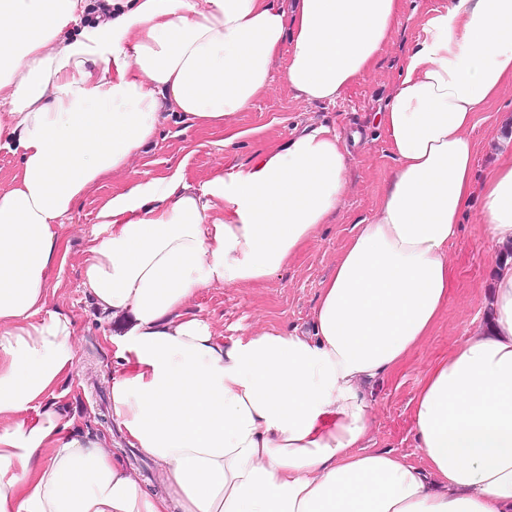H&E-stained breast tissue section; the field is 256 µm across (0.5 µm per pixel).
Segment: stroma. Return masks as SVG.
I'll list each match as a JSON object with an SVG mask.
<instances>
[{"instance_id":"obj_1","label":"stroma","mask_w":512,"mask_h":512,"mask_svg":"<svg viewBox=\"0 0 512 512\" xmlns=\"http://www.w3.org/2000/svg\"><path fill=\"white\" fill-rule=\"evenodd\" d=\"M447 2L406 0L404 17L392 42L375 66L336 102H308L277 85L248 109L231 115L221 130H204L170 117L160 125L153 143L134 159L129 175L105 178L77 203L58 229L64 260L54 267L50 278L56 290L54 304L72 318L76 328V370L61 386L60 403L75 417L77 426L106 434L111 448L128 445L110 408L112 352L103 342L104 336L121 332L122 324L103 316L82 286L83 251L95 230L102 203L131 180L148 182L179 172L189 183L198 185L219 171L246 170L256 154L313 125L336 127L344 136L359 132L361 142L352 149L342 207L288 270L246 288L203 289L187 305L189 314L214 325L228 341L263 327L287 333L310 330L323 281L356 225L373 215L397 168L376 116L397 82L407 54L422 37L426 21ZM511 127L512 86H508L475 116L471 137L477 146L476 176H483L499 153L512 152V138L503 136ZM449 256L453 281L435 330L369 395L371 448L413 462L420 457L413 401L428 371L478 331L483 318L482 296L494 284L496 254L484 232L480 203H473L463 215Z\"/></svg>"}]
</instances>
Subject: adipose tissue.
Listing matches in <instances>:
<instances>
[{"label":"adipose tissue","instance_id":"1","mask_svg":"<svg viewBox=\"0 0 512 512\" xmlns=\"http://www.w3.org/2000/svg\"><path fill=\"white\" fill-rule=\"evenodd\" d=\"M0 0V512H512V265L489 330L427 378L420 463L366 448V391L430 336L448 247L474 198L491 247H512V153L474 176L476 112L512 84V0H448L377 123L389 190L323 282L311 333L225 341L187 315L204 288L288 268L342 206L351 153L320 125L200 185L127 183L100 208L83 286L125 319L111 410L159 468L153 490L105 436L57 407L74 322L50 309L58 227L126 174L160 123L223 128L274 85L333 102L393 39L404 0ZM286 64H279V57Z\"/></svg>","mask_w":512,"mask_h":512}]
</instances>
